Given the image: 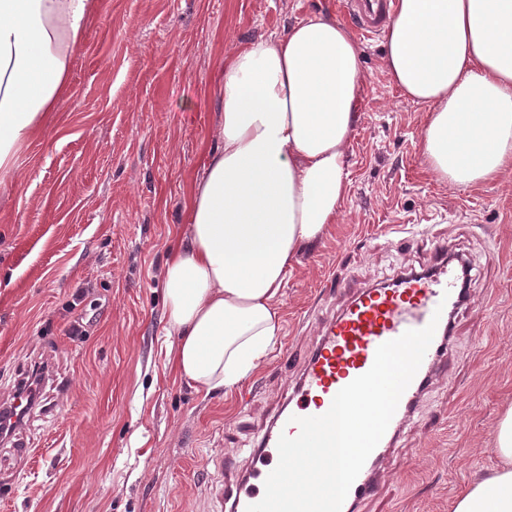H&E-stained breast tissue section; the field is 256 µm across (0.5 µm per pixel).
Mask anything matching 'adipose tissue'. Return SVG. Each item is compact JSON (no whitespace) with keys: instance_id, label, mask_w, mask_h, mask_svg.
I'll use <instances>...</instances> for the list:
<instances>
[{"instance_id":"adipose-tissue-1","label":"adipose tissue","mask_w":512,"mask_h":512,"mask_svg":"<svg viewBox=\"0 0 512 512\" xmlns=\"http://www.w3.org/2000/svg\"><path fill=\"white\" fill-rule=\"evenodd\" d=\"M98 0H0V177L55 121ZM384 67L428 108L422 164L466 188L512 168V0H397ZM214 147L193 184L190 226L165 270L168 348L209 393L235 386L281 331L280 296L300 248L347 197V147L364 83L344 24L311 11L221 67ZM501 460L453 512H512V409L494 430Z\"/></svg>"}]
</instances>
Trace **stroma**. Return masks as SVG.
Instances as JSON below:
<instances>
[{
    "instance_id": "35a3bbf8",
    "label": "stroma",
    "mask_w": 512,
    "mask_h": 512,
    "mask_svg": "<svg viewBox=\"0 0 512 512\" xmlns=\"http://www.w3.org/2000/svg\"><path fill=\"white\" fill-rule=\"evenodd\" d=\"M339 2L98 0L70 98L0 180V398L27 367L49 368L21 430L38 457L0 447V512H209L213 460L232 449L246 464L312 346L300 322L328 270L354 288L386 284L432 266L434 239L494 298L457 310L452 349L359 510L452 512L474 476L499 466L493 432L512 407V170L467 188L429 178L427 109L392 85L383 39L359 42L348 196L288 269L275 350L208 395L167 351L164 272L218 123L219 62L312 8L339 15Z\"/></svg>"
}]
</instances>
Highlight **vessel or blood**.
Segmentation results:
<instances>
[{"label": "vessel or blood", "instance_id": "vessel-or-blood-1", "mask_svg": "<svg viewBox=\"0 0 512 512\" xmlns=\"http://www.w3.org/2000/svg\"><path fill=\"white\" fill-rule=\"evenodd\" d=\"M395 0H341L344 19L366 39L381 36L394 18ZM446 255H439L425 273L398 276L389 286L349 291L345 279L329 275L326 290L341 295L340 308L322 327L295 383L289 384L287 402L268 416L269 423L250 452L251 467L237 469L234 459L218 457L222 479L214 489V512H246L264 495V482L279 459L280 435L297 436L294 417L326 413L336 394L373 365L377 348L405 331L435 324L433 340L410 385L403 393L389 426L342 505V512H357L359 504L376 489L373 469L395 440L401 422L415 411L422 392L442 354L454 337L453 313L467 299L489 296L487 288L466 289Z\"/></svg>", "mask_w": 512, "mask_h": 512}]
</instances>
